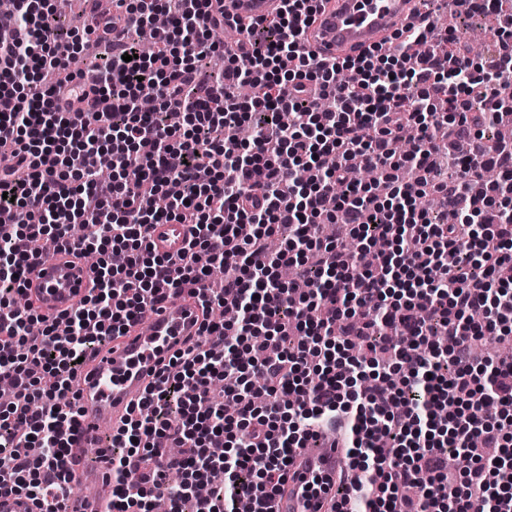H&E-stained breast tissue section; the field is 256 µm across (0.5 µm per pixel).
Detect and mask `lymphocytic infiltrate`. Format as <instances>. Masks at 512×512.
<instances>
[{
    "instance_id": "f902f5d3",
    "label": "lymphocytic infiltrate",
    "mask_w": 512,
    "mask_h": 512,
    "mask_svg": "<svg viewBox=\"0 0 512 512\" xmlns=\"http://www.w3.org/2000/svg\"><path fill=\"white\" fill-rule=\"evenodd\" d=\"M178 2L159 54L124 44L95 65L92 95L67 70L78 34L51 0H15L0 15V99L14 102L0 110V154L12 159L0 168V210L14 217L0 231V377L15 389L0 408V476L61 504L78 358L187 289L236 316L210 320L202 341L174 354L114 437L113 512H152L161 497L169 512L189 502L272 512L288 458L322 429L339 432L356 473L344 512H512V362L472 352L475 339L512 335V144L481 138L512 62L473 63L450 33L443 51L414 54L434 36L427 14L389 51L319 59L301 43L319 0H281L274 18L242 24L237 48L219 50L207 34L223 15L210 0ZM218 50L222 81L197 86ZM246 83L256 95L232 96ZM478 87L484 109L473 113L465 99ZM147 89L151 112L138 107ZM247 124L255 135L243 142ZM408 125L414 144L396 151ZM364 168L379 180L363 182ZM488 168L492 198L479 193ZM427 194L440 219L420 207ZM156 195L164 212L150 206ZM168 221L193 228L174 263L149 243L151 226ZM326 222L345 236H322ZM281 225L294 233L270 252ZM47 237L99 256L91 293L58 322L15 304ZM464 253L482 277L456 274ZM288 265L305 294L281 278ZM439 322L445 351L432 342ZM475 438L490 457L449 485L447 450ZM213 481L219 492L197 493Z\"/></svg>"
}]
</instances>
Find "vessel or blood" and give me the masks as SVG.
Wrapping results in <instances>:
<instances>
[{"mask_svg":"<svg viewBox=\"0 0 512 512\" xmlns=\"http://www.w3.org/2000/svg\"><path fill=\"white\" fill-rule=\"evenodd\" d=\"M417 0H328L307 28V51L326 59L357 57L390 38L416 11ZM281 0H222L226 19L263 20L275 16ZM191 234L187 224L153 225L149 241L159 255L178 259ZM93 273L82 257L67 251L31 260L24 278V296L47 318L79 306L93 288ZM147 329L128 327L80 368L72 381L76 423L68 432L67 467L79 495L68 499L63 512H109L112 476L108 450L131 416L147 386L154 382L171 355L194 343L206 310L194 297L177 295L146 312ZM96 456H88V449ZM345 450L335 439L307 441L288 467V477L275 491L273 512H330L341 500ZM0 512H40L35 502L9 489L0 490Z\"/></svg>","mask_w":512,"mask_h":512,"instance_id":"vessel-or-blood-1","label":"vessel or blood"}]
</instances>
